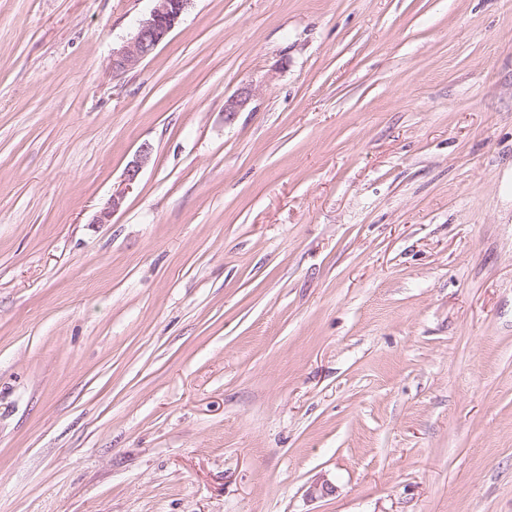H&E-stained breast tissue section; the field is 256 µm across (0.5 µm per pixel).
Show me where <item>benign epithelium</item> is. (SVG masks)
<instances>
[{
  "instance_id": "obj_1",
  "label": "benign epithelium",
  "mask_w": 512,
  "mask_h": 512,
  "mask_svg": "<svg viewBox=\"0 0 512 512\" xmlns=\"http://www.w3.org/2000/svg\"><path fill=\"white\" fill-rule=\"evenodd\" d=\"M155 5L148 17L142 19L133 37L120 48L112 51V71L122 74L131 71L152 56L166 41L179 24L184 12L192 0H154ZM253 98L252 88L241 87L224 102V114L228 120L243 111ZM151 159V149L143 146L126 166L122 187L110 197L107 206L100 212L98 223L104 224L118 211L126 196V191L135 184L143 169Z\"/></svg>"
}]
</instances>
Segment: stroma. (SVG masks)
I'll return each mask as SVG.
<instances>
[{
    "label": "stroma",
    "mask_w": 512,
    "mask_h": 512,
    "mask_svg": "<svg viewBox=\"0 0 512 512\" xmlns=\"http://www.w3.org/2000/svg\"><path fill=\"white\" fill-rule=\"evenodd\" d=\"M153 6L0 0V512H512V0ZM148 17L142 19L133 37L112 51V71L122 74L136 69L152 56L179 24L192 0H154ZM253 98L252 88L248 85L241 87L224 102V114L231 121L238 112H242ZM150 159L151 149L148 146H142L125 168L122 187L112 192L107 206L100 212L97 218L99 224L109 221L112 215L121 208L126 191L139 180L141 172L148 165Z\"/></svg>",
    "instance_id": "stroma-1"
}]
</instances>
